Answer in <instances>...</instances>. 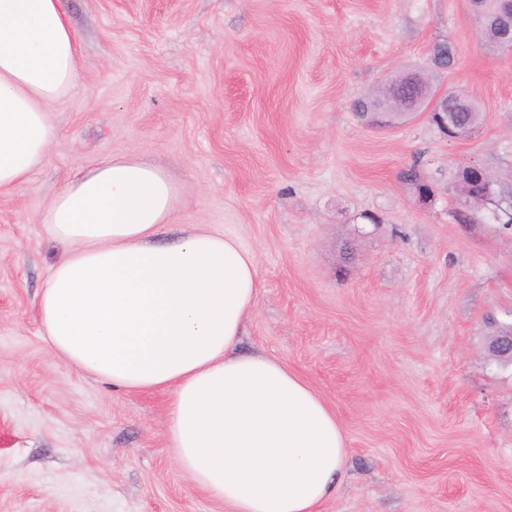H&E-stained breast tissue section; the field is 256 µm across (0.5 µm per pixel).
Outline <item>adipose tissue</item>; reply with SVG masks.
Returning a JSON list of instances; mask_svg holds the SVG:
<instances>
[{
  "instance_id": "obj_1",
  "label": "adipose tissue",
  "mask_w": 512,
  "mask_h": 512,
  "mask_svg": "<svg viewBox=\"0 0 512 512\" xmlns=\"http://www.w3.org/2000/svg\"><path fill=\"white\" fill-rule=\"evenodd\" d=\"M79 43L62 0H0V194L44 163L51 102L74 92ZM179 196L132 156L73 175L41 217L67 244L38 302L62 361L129 391L172 388L170 450L230 512H318L342 482L347 438L296 372L236 347L259 293L232 235L155 238Z\"/></svg>"
}]
</instances>
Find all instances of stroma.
I'll list each match as a JSON object with an SVG mask.
<instances>
[{"label":"stroma","mask_w":512,"mask_h":512,"mask_svg":"<svg viewBox=\"0 0 512 512\" xmlns=\"http://www.w3.org/2000/svg\"><path fill=\"white\" fill-rule=\"evenodd\" d=\"M72 96L27 181L0 195V512H228L176 464L170 393L66 365L36 300L65 251L40 216L75 172L123 155L180 188L159 243L233 235L261 288L238 350L285 362L335 413L345 477L321 512H512V226L465 206L460 168L512 189V49L469 0H65ZM452 66L432 63L436 44ZM426 73L479 104L451 140L429 113L386 130L355 102ZM418 166L434 196L401 174ZM472 7L479 19L481 44L488 50L509 49L503 44V29L511 25V18L498 19L496 0H471Z\"/></svg>","instance_id":"35a3bbf8"}]
</instances>
